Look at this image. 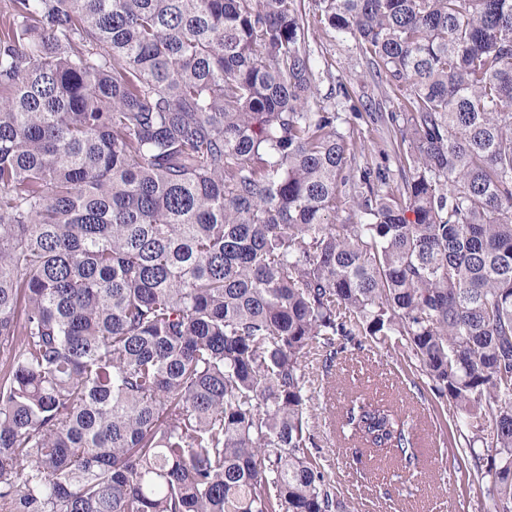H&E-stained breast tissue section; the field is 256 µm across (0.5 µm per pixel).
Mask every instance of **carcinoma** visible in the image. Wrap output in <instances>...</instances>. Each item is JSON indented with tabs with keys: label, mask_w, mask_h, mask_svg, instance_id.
I'll use <instances>...</instances> for the list:
<instances>
[{
	"label": "carcinoma",
	"mask_w": 512,
	"mask_h": 512,
	"mask_svg": "<svg viewBox=\"0 0 512 512\" xmlns=\"http://www.w3.org/2000/svg\"><path fill=\"white\" fill-rule=\"evenodd\" d=\"M315 4L398 100L395 189L340 191L301 0H0V512H350L305 362L360 335L512 512V0ZM338 423L419 460L376 391Z\"/></svg>",
	"instance_id": "cac0c4a2"
}]
</instances>
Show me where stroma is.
Returning <instances> with one entry per match:
<instances>
[{
	"label": "stroma",
	"mask_w": 512,
	"mask_h": 512,
	"mask_svg": "<svg viewBox=\"0 0 512 512\" xmlns=\"http://www.w3.org/2000/svg\"><path fill=\"white\" fill-rule=\"evenodd\" d=\"M315 65L314 97L342 115V130H353L356 161L387 170L391 186L401 183L402 166L389 136L388 115L397 102L386 85L372 77L354 42L327 30L306 41ZM360 113H353V106ZM306 373L311 396L308 420L318 444L319 461L345 499L360 512H483L485 499L469 466L440 472L429 462L416 468L396 467L386 476L371 474L355 445L338 440L333 414L344 402V389L359 381L378 384L384 397L404 403L414 416L413 433L425 453L454 456L456 410L435 398L429 380L410 368L401 353L365 340L334 359L318 355Z\"/></svg>",
	"instance_id": "obj_1"
}]
</instances>
